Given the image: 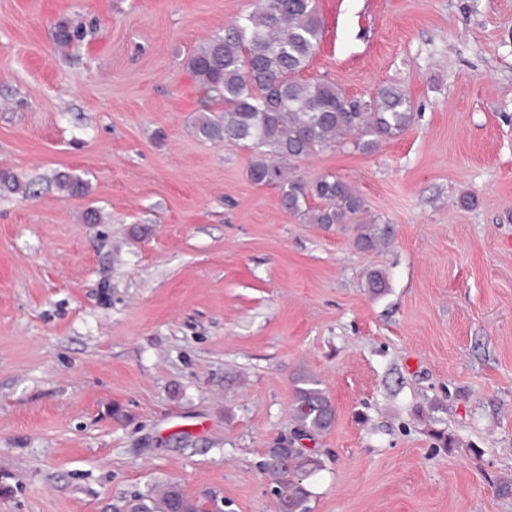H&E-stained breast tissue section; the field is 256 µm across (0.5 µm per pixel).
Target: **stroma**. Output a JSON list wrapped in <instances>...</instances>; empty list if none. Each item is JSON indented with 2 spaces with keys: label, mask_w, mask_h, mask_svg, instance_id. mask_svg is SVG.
I'll list each match as a JSON object with an SVG mask.
<instances>
[{
  "label": "stroma",
  "mask_w": 512,
  "mask_h": 512,
  "mask_svg": "<svg viewBox=\"0 0 512 512\" xmlns=\"http://www.w3.org/2000/svg\"><path fill=\"white\" fill-rule=\"evenodd\" d=\"M318 3L304 78L412 103L376 151L299 165L392 226L380 251L196 135L188 59L254 0H0V171L27 185L0 189V512H123L170 482L276 512L280 439L323 463L311 512H512V0ZM304 371L327 433L295 431Z\"/></svg>",
  "instance_id": "obj_1"
}]
</instances>
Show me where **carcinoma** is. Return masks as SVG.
I'll return each mask as SVG.
<instances>
[{
  "label": "carcinoma",
  "instance_id": "1",
  "mask_svg": "<svg viewBox=\"0 0 512 512\" xmlns=\"http://www.w3.org/2000/svg\"><path fill=\"white\" fill-rule=\"evenodd\" d=\"M323 21L316 0H255L253 10L205 41L190 57L206 110L194 123L197 135L213 143H231L252 151L248 177L272 186L289 214L308 224H353L361 248L387 244L389 224L363 223L364 199L339 176L307 178L296 164L320 152L348 145L362 153L380 139L405 131L413 121L406 93L384 86L369 100L347 97L335 82L304 80L321 42ZM212 102L224 110L211 114ZM55 182L66 196L86 190L80 178L59 174ZM319 205L311 207L308 202ZM292 417L301 433L320 434L334 422L335 410L320 381L304 372L295 388ZM322 462L302 448H269L262 470L274 483L278 512H310V491L302 476ZM198 512L197 505L169 483L157 492L128 501L127 512Z\"/></svg>",
  "mask_w": 512,
  "mask_h": 512
}]
</instances>
